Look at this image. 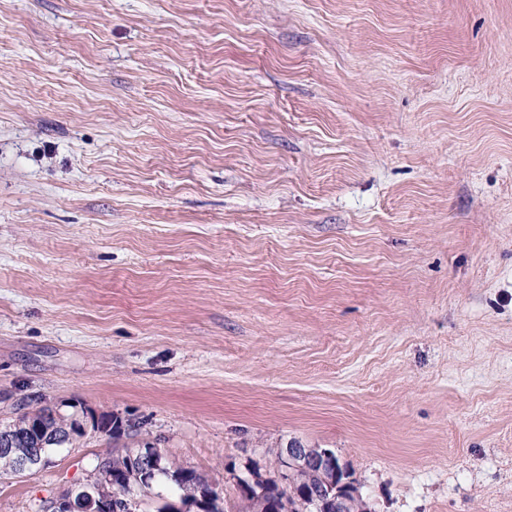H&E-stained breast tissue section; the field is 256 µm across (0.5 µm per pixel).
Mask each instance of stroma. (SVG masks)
<instances>
[{"instance_id":"35a3bbf8","label":"stroma","mask_w":512,"mask_h":512,"mask_svg":"<svg viewBox=\"0 0 512 512\" xmlns=\"http://www.w3.org/2000/svg\"><path fill=\"white\" fill-rule=\"evenodd\" d=\"M136 422L225 512L274 449L512 512V0H0V421ZM53 411L56 412L57 416L54 418L55 425L63 430L64 427L67 428V422L69 418L73 414H67L63 413L58 409H54L51 407H42L38 410L36 409H30L29 405L27 404H21L18 405L14 412V417H12L10 422H15L20 425L26 423L27 421H32L33 425L38 420L41 419V417H47L51 414H53ZM17 425L11 424H1L0 427V454L8 453L12 451V448H5L12 437V434L16 431L15 426Z\"/></svg>"}]
</instances>
